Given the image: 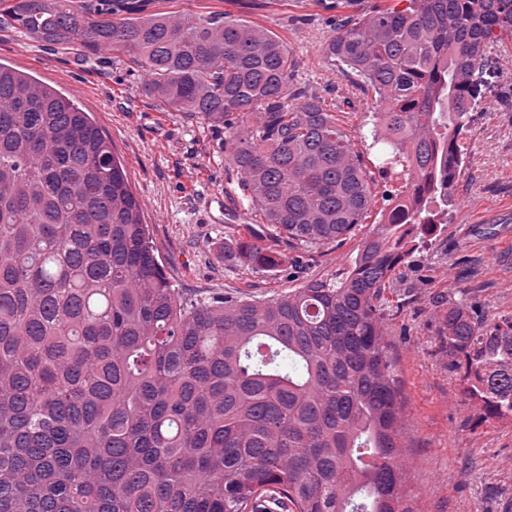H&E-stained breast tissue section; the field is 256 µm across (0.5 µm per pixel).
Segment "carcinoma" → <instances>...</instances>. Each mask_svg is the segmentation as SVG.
Returning <instances> with one entry per match:
<instances>
[{"mask_svg": "<svg viewBox=\"0 0 512 512\" xmlns=\"http://www.w3.org/2000/svg\"><path fill=\"white\" fill-rule=\"evenodd\" d=\"M151 0H0V29L112 57L170 112L224 131L270 226L224 258L351 239L373 196L336 113L274 33ZM512 49V0H375L325 46L384 104L372 145L405 180L347 269L265 296L172 287L142 204L74 99L0 64V512H413L385 288L453 205L464 139ZM297 104H288V98ZM448 365L484 416L512 421V317L448 298Z\"/></svg>", "mask_w": 512, "mask_h": 512, "instance_id": "obj_1", "label": "carcinoma"}]
</instances>
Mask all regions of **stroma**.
<instances>
[{"instance_id": "35a3bbf8", "label": "stroma", "mask_w": 512, "mask_h": 512, "mask_svg": "<svg viewBox=\"0 0 512 512\" xmlns=\"http://www.w3.org/2000/svg\"><path fill=\"white\" fill-rule=\"evenodd\" d=\"M155 11H221L273 31L297 62L294 86L322 97L336 114L367 174L372 218L388 209L397 180L382 176L369 150L374 91L324 53L332 14L319 0H155ZM498 77L472 114L456 205L442 231L427 236L385 297L392 347L406 407L407 489L413 512H512V422L481 421L463 394L460 372L434 317L461 298L490 319L512 316V50L495 49ZM0 63L74 95L109 138L143 205L164 273L188 294L271 295L346 268L369 225L341 246L290 250L282 271L224 261L236 225L257 224V211L232 194L235 171L201 119L163 110L120 63L84 65L14 32L0 31Z\"/></svg>"}]
</instances>
